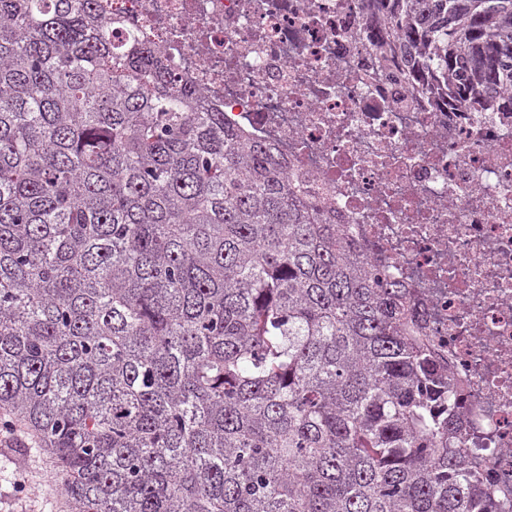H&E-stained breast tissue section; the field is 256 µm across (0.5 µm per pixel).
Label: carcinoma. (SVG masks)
Returning a JSON list of instances; mask_svg holds the SVG:
<instances>
[{"label": "carcinoma", "mask_w": 512, "mask_h": 512, "mask_svg": "<svg viewBox=\"0 0 512 512\" xmlns=\"http://www.w3.org/2000/svg\"><path fill=\"white\" fill-rule=\"evenodd\" d=\"M512 113V0H379ZM112 0H0V416L74 512H512L407 288Z\"/></svg>", "instance_id": "carcinoma-1"}]
</instances>
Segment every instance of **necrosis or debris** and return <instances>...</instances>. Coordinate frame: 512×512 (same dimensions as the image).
<instances>
[{
	"mask_svg": "<svg viewBox=\"0 0 512 512\" xmlns=\"http://www.w3.org/2000/svg\"><path fill=\"white\" fill-rule=\"evenodd\" d=\"M224 121L273 145L401 281L512 498V113L463 112L383 45L371 0H112Z\"/></svg>",
	"mask_w": 512,
	"mask_h": 512,
	"instance_id": "necrosis-or-debris-1",
	"label": "necrosis or debris"
}]
</instances>
